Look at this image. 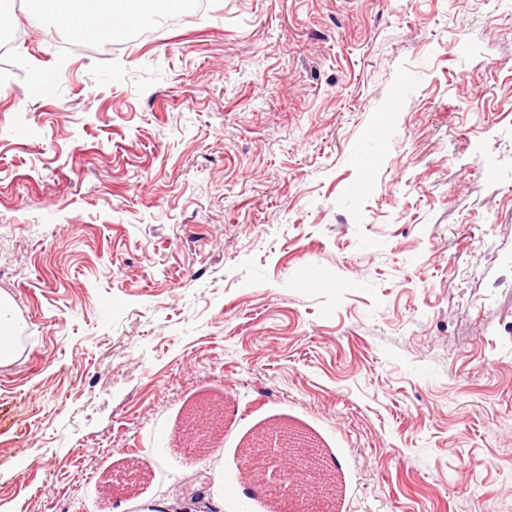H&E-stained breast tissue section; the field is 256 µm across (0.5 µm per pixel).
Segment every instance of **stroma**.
<instances>
[{
  "mask_svg": "<svg viewBox=\"0 0 512 512\" xmlns=\"http://www.w3.org/2000/svg\"><path fill=\"white\" fill-rule=\"evenodd\" d=\"M19 2L0 512H270L242 451L279 425L328 512H512V0H207L106 45Z\"/></svg>",
  "mask_w": 512,
  "mask_h": 512,
  "instance_id": "1",
  "label": "stroma"
}]
</instances>
